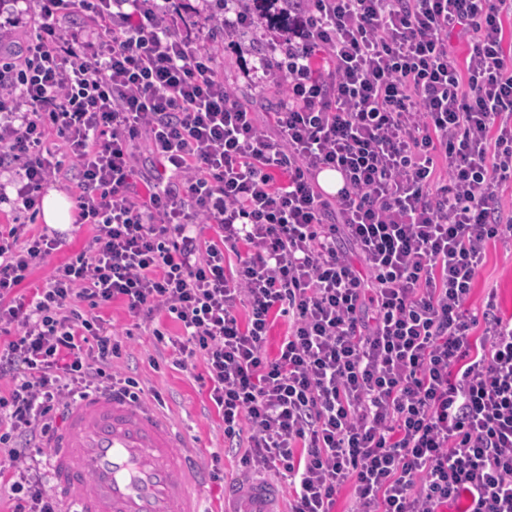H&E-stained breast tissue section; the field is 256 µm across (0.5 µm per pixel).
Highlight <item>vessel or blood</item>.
Wrapping results in <instances>:
<instances>
[{"label":"vessel or blood","mask_w":512,"mask_h":512,"mask_svg":"<svg viewBox=\"0 0 512 512\" xmlns=\"http://www.w3.org/2000/svg\"><path fill=\"white\" fill-rule=\"evenodd\" d=\"M49 470L62 512H206L209 473L157 407L92 392L52 437ZM277 487H252L250 512H275Z\"/></svg>","instance_id":"vessel-or-blood-1"}]
</instances>
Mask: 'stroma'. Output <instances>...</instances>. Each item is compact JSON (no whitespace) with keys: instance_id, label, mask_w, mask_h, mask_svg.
Returning <instances> with one entry per match:
<instances>
[{"instance_id":"stroma-1","label":"stroma","mask_w":512,"mask_h":512,"mask_svg":"<svg viewBox=\"0 0 512 512\" xmlns=\"http://www.w3.org/2000/svg\"><path fill=\"white\" fill-rule=\"evenodd\" d=\"M285 31L267 28L258 33L253 44L225 45L217 58L220 72L234 88L239 100L250 106L259 121L268 118V102L277 100L280 86L258 87L259 60L267 44L285 38ZM66 243L49 255L33 270L22 285L24 294L42 287L53 268L84 249L92 238L89 225H70ZM496 289L500 308L512 314V243L495 241L489 244L485 263L477 277L470 300L471 307H482L488 289ZM103 318L111 320L113 330L121 336L122 357L117 361L121 376L136 378L143 390V399L160 395L166 410L185 431L208 470L217 471L203 489L209 512H224V489L230 485L251 484L243 470L242 449L228 447L224 442V422L210 401L199 377L205 372L203 361L183 368L175 363L172 348L158 344L150 329L135 327L123 302L115 301L101 308Z\"/></svg>"}]
</instances>
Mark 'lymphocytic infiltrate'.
Masks as SVG:
<instances>
[{
	"mask_svg": "<svg viewBox=\"0 0 512 512\" xmlns=\"http://www.w3.org/2000/svg\"><path fill=\"white\" fill-rule=\"evenodd\" d=\"M33 5L35 36L0 46L13 512H60L18 441L49 444L55 411L84 393L140 399L112 367L110 323L87 313L116 300L181 324L178 365L203 359L225 438L248 471L287 481L288 512H334L350 483L353 512H512V316L493 291L469 305L488 243L512 240V0H284L295 28L261 61L283 87L265 123L212 49L258 27L251 0H206L195 27L180 0ZM325 168L343 180L330 199ZM60 178L94 235L26 296L64 243L31 229ZM275 314L288 334L271 358Z\"/></svg>",
	"mask_w": 512,
	"mask_h": 512,
	"instance_id": "f902f5d3",
	"label": "lymphocytic infiltrate"
}]
</instances>
